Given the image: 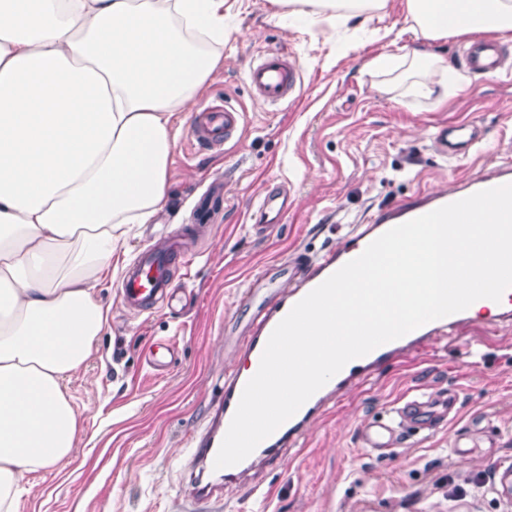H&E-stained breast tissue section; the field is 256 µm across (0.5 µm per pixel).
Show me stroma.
<instances>
[{
	"instance_id": "1",
	"label": "stroma",
	"mask_w": 512,
	"mask_h": 512,
	"mask_svg": "<svg viewBox=\"0 0 512 512\" xmlns=\"http://www.w3.org/2000/svg\"><path fill=\"white\" fill-rule=\"evenodd\" d=\"M228 4L234 30L196 107L230 102L244 125L218 152L192 141L191 121L178 128L166 209L135 225L119 264L94 290L106 322L67 384L80 411L74 447L64 463L25 475L19 512H512V326L503 323L438 337L389 362L332 404L286 460L225 490L223 505L189 497L185 466L235 363L224 325L249 320L235 300L250 274L300 251L322 253L443 179L512 160V68L471 77L468 90L443 104L415 89L436 80L431 65L391 75L369 67L376 55L399 60L414 46L461 61L464 39H396L402 0H389L374 34H358L351 52L314 19L270 23V0ZM275 50L299 54L303 88L268 105L250 95L244 76L252 59ZM461 120L479 127L484 143L460 158L439 155L436 128ZM271 181L287 184L295 203L279 228L259 234L248 212ZM218 183L223 194L197 209ZM169 232L190 242L175 276L188 309L124 313V264ZM158 338L178 349L163 376L142 360ZM425 391L455 393L445 426L403 432L390 450L363 447L366 422L391 418L401 400Z\"/></svg>"
}]
</instances>
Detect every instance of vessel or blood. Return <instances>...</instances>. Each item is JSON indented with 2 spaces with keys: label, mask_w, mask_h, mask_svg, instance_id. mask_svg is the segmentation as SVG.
Listing matches in <instances>:
<instances>
[{
  "label": "vessel or blood",
  "mask_w": 512,
  "mask_h": 512,
  "mask_svg": "<svg viewBox=\"0 0 512 512\" xmlns=\"http://www.w3.org/2000/svg\"><path fill=\"white\" fill-rule=\"evenodd\" d=\"M465 64L475 75L494 77L504 69L500 48L489 42H476L466 48ZM254 97L276 104L295 98L301 89L302 73L298 56L288 52H268L252 63L245 73ZM244 115L232 105L212 108L195 116L192 135L205 149H219L234 139L242 129ZM483 139L473 124L461 121L439 127L434 147L444 157H460L471 152ZM512 184V163L506 162L469 180L442 184L431 192L417 194L410 202L373 216L353 237L338 242L324 254L300 253L278 264L265 267L249 280L239 298L240 307L252 316L245 325H233L226 340L238 361L224 374V385L211 419L197 441L186 470L188 494L198 501L220 500L225 488L237 485L251 471L282 459L294 447L308 426L323 415L330 403L353 382L366 381L377 368L400 354L420 348L442 330L457 333L472 326L474 314L493 310V323L512 322V288L500 302L480 299L464 311L431 321L407 335L385 343L367 355L348 362L326 385L318 390L290 419L262 441L242 462L222 469L214 460L238 406L243 388L257 372L269 336L293 306L346 262L387 230L429 213L439 207L466 198L478 191ZM292 205L291 195L282 183H267L250 219L256 230L277 228ZM180 236L165 235L128 264L119 281V299L130 312L152 313L171 306L174 298L176 261L185 255ZM177 348L171 341H151L144 350L149 370L164 374L172 366ZM453 400L448 394L423 393L402 401L395 409L394 421L371 422L361 431L365 447L379 450L394 447L397 433L405 428L435 430L448 420Z\"/></svg>",
  "instance_id": "1"
}]
</instances>
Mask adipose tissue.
I'll list each match as a JSON object with an SVG mask.
<instances>
[{
	"instance_id": "obj_1",
	"label": "adipose tissue",
	"mask_w": 512,
	"mask_h": 512,
	"mask_svg": "<svg viewBox=\"0 0 512 512\" xmlns=\"http://www.w3.org/2000/svg\"><path fill=\"white\" fill-rule=\"evenodd\" d=\"M227 0H0V512L26 473L65 461L78 430L66 383L105 313L94 298L135 224L168 201L176 126L207 90ZM273 20L331 14L364 27L387 0H271ZM436 41L512 34V0Z\"/></svg>"
}]
</instances>
